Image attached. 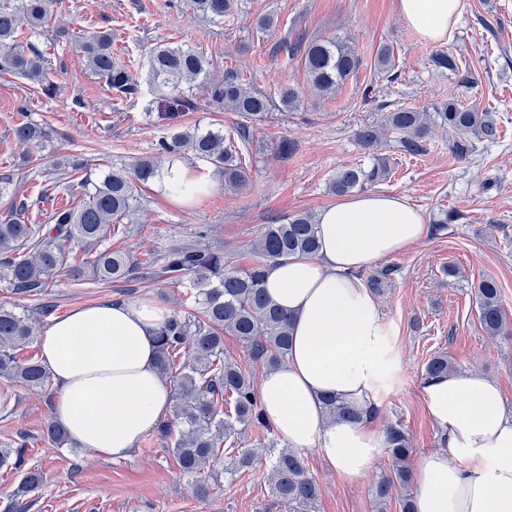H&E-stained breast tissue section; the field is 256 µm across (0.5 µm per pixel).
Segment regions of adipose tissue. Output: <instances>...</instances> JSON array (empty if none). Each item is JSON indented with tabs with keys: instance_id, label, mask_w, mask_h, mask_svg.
Masks as SVG:
<instances>
[{
	"instance_id": "obj_1",
	"label": "adipose tissue",
	"mask_w": 512,
	"mask_h": 512,
	"mask_svg": "<svg viewBox=\"0 0 512 512\" xmlns=\"http://www.w3.org/2000/svg\"><path fill=\"white\" fill-rule=\"evenodd\" d=\"M463 0H398L401 17L429 42H444ZM186 185L208 183L179 158L155 182L178 203ZM319 251L271 263L265 287L293 317L286 363L267 370L258 395L262 411L289 448L316 452L339 475L369 472L384 453V436L369 421H328L333 395L379 403L402 366L395 332L361 272L422 240L420 210L392 194L336 202L318 217ZM168 310L153 300L73 307L39 336L40 358L58 389L53 417L81 448L113 461L129 458L173 402L157 369V332ZM425 406L446 446L416 466L415 512H512V418L502 411L499 381L476 371L426 380Z\"/></svg>"
}]
</instances>
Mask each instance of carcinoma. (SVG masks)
Masks as SVG:
<instances>
[{"mask_svg":"<svg viewBox=\"0 0 512 512\" xmlns=\"http://www.w3.org/2000/svg\"><path fill=\"white\" fill-rule=\"evenodd\" d=\"M237 0H191L193 12L211 19H224L233 12ZM52 0H0V72L43 81L41 58L32 45L18 42L19 28L26 23L41 28L50 16ZM91 72L100 77L118 96L132 97L140 85L130 70L112 54V36L105 32L84 34L75 40ZM288 55H302L309 80L320 91L330 94L361 66L354 47L339 39H302L285 46ZM151 83L178 94L193 90L197 80H208L212 61L200 52L181 47L159 45L150 52ZM434 66L457 78L465 87L476 82L469 67L456 57L440 53ZM394 47L380 46L376 66L381 74L395 68ZM212 99L224 103L250 124L261 123L268 110L267 99L243 87L239 77L227 72L224 81L211 87ZM384 125L398 135L397 151L408 157L426 152L431 128L448 129V147L459 160L473 150L471 137L494 140L497 123L489 112L466 107L455 98L428 112L398 106L385 113ZM15 139L32 145L45 137V131L32 122L15 126ZM361 146L372 151L379 141V131L367 126L356 132ZM246 139L242 127L221 133L184 131L171 141L160 143V150L173 153L187 149L224 174V186L243 189L249 173L242 147ZM389 159L371 156V162L355 163L336 171L329 190L337 196L362 191L387 178ZM161 167L154 159L139 161L132 172L115 171L95 183L81 181L87 189L88 202L77 209L60 208L52 212L50 224H24L18 218L0 222V280L18 294L44 296L51 280L59 274L74 283L86 275L96 282L112 283L136 277L142 266L129 255L102 247L106 236L120 229L118 222L135 209L133 183L146 184L160 176ZM319 249L317 219L310 213L288 217L282 224H267L253 245L255 259L248 268L230 267L220 247L179 244L163 257L162 274L172 284L187 285L199 315L173 313L158 331L157 368L174 385L173 415L177 431L171 425L161 427V435L172 439V454L180 474L193 491L204 497L211 485L224 475L234 476L258 464L268 467L271 494L291 505L295 512H313L320 497V485L310 473L304 458L283 448L270 458L253 448L240 447L239 439L247 427L263 425L264 418L254 377L224 351V333L237 337L253 361L267 369L282 366L291 344V317L277 305L263 287L269 263L293 256H313ZM397 269L383 265L366 278L367 287L376 295L384 293ZM478 319L485 335L511 337L509 319L499 285L480 280L474 286ZM36 337L31 318L12 308L0 307V379L29 390H47L51 377L33 357L22 359L20 351ZM455 371L448 353L433 355L425 366V378ZM229 410H224V406ZM325 414L331 421L359 422L374 419L381 409L360 407L338 397L324 400ZM46 435L57 446L70 444L63 428L50 420ZM390 466L372 485L377 504L383 505L398 492L402 512H414L410 494L413 453L410 439L399 424L385 432ZM27 446L17 443L0 448V468L16 471L20 479L13 491L16 500H24L43 483V472L25 466Z\"/></svg>","mask_w":512,"mask_h":512,"instance_id":"1","label":"carcinoma"}]
</instances>
